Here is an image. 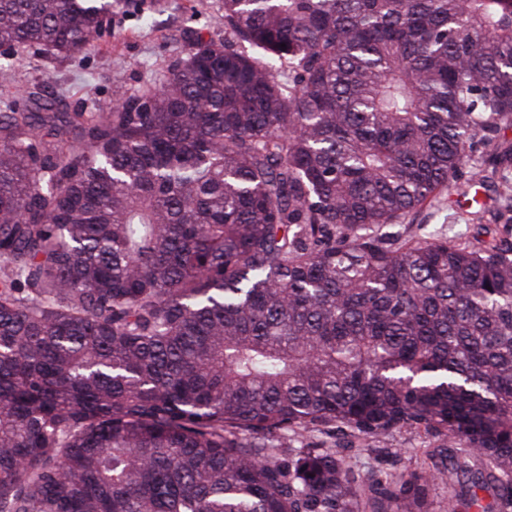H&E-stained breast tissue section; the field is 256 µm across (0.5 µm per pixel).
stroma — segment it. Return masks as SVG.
Segmentation results:
<instances>
[{
  "label": "stroma",
  "instance_id": "1",
  "mask_svg": "<svg viewBox=\"0 0 512 512\" xmlns=\"http://www.w3.org/2000/svg\"><path fill=\"white\" fill-rule=\"evenodd\" d=\"M222 0H119L112 10L111 35L95 51L72 57L29 56L17 64L0 55V97L30 81L52 94H64L69 110L96 102L111 104L113 92L133 91L157 81L194 37L218 40L224 36ZM150 22H143V15ZM434 439L411 431L394 433L379 459L350 452L348 461L359 472L378 466L398 475L423 467V449Z\"/></svg>",
  "mask_w": 512,
  "mask_h": 512
}]
</instances>
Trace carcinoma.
Listing matches in <instances>:
<instances>
[{
    "instance_id": "obj_1",
    "label": "carcinoma",
    "mask_w": 512,
    "mask_h": 512,
    "mask_svg": "<svg viewBox=\"0 0 512 512\" xmlns=\"http://www.w3.org/2000/svg\"><path fill=\"white\" fill-rule=\"evenodd\" d=\"M222 9L108 110L0 100V512H412L447 468L345 455L402 429L483 465L448 512H503L512 0ZM110 13L0 0V53L92 50ZM463 200L503 232H412Z\"/></svg>"
}]
</instances>
